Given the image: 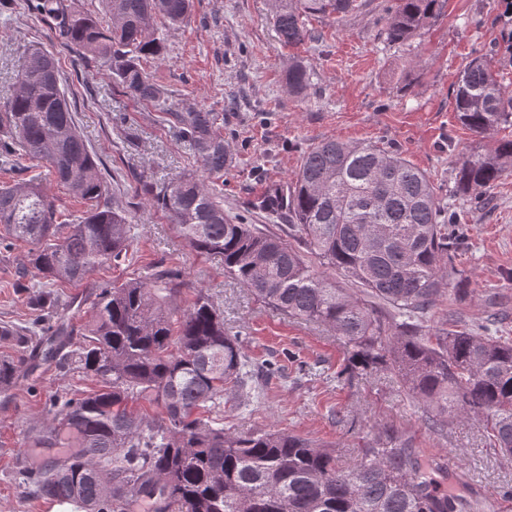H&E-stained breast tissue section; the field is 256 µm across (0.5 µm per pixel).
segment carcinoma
Segmentation results:
<instances>
[{
    "mask_svg": "<svg viewBox=\"0 0 512 512\" xmlns=\"http://www.w3.org/2000/svg\"><path fill=\"white\" fill-rule=\"evenodd\" d=\"M106 19L69 11L63 0H37L64 42L104 62L107 77L129 98L158 103L164 90L141 66L163 59L165 34L189 20L194 0H102ZM442 0H393L386 39L405 43L433 19ZM357 0H274V26L282 45L315 38L306 14L346 17ZM288 88L307 93L310 72L296 61ZM452 111L482 136L512 126V89L499 80L494 57L470 58L452 89ZM181 138L201 157L205 175L182 174L144 185L152 205L192 250L219 256L224 273L288 315L328 327L343 337L350 356L336 379L381 366L443 431L470 415L482 417L484 441L512 455V338L498 335L496 302L475 325L449 315L426 325L443 293L468 295L456 276L457 211L441 204L427 175L401 154L374 145L324 139L309 148L288 195L260 196L254 207L288 217L292 246L224 216V192L207 177L224 175L229 154L211 112L168 113ZM19 160L48 164L56 181L89 207L60 222L46 188L36 179L0 186V248L15 240L34 245L30 264L47 291L35 317L1 336L36 341L47 361L93 378L97 386L46 403L34 448H66L26 479L47 499L81 512H479V503L443 489L441 459L424 461L390 427L350 460L334 448L290 433H228L210 416L224 400L259 392L238 337L199 289L187 310L173 306L184 273L158 270L119 286L103 284L91 303L85 338L69 354L65 328L53 315L54 293L80 285L96 269L128 260V214L106 199L99 165L75 125L55 58L35 49L17 86L0 102V166ZM512 173V139L463 155L455 192L475 202ZM360 287L362 298L315 272L304 252ZM25 363L0 357V394L12 390ZM141 398L162 417L147 422L128 407Z\"/></svg>",
    "mask_w": 512,
    "mask_h": 512,
    "instance_id": "obj_1",
    "label": "carcinoma"
}]
</instances>
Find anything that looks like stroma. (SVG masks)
<instances>
[{
	"instance_id": "stroma-1",
	"label": "stroma",
	"mask_w": 512,
	"mask_h": 512,
	"mask_svg": "<svg viewBox=\"0 0 512 512\" xmlns=\"http://www.w3.org/2000/svg\"><path fill=\"white\" fill-rule=\"evenodd\" d=\"M389 6V0H360L358 10L340 22L308 15L305 24L314 39L288 48L275 30L271 0H195L190 21L167 30L163 59H143L145 71L164 86L169 107L215 114L231 157L223 181L224 212L232 220L287 237V218L254 210L251 203L272 182H292L306 151L326 138L400 152L427 174L443 201L462 154L512 138V127L478 137L452 112V86L473 53L495 51L503 83L512 84V12L503 0H442L439 15L404 44L385 38ZM32 48L57 58L75 122L100 163L108 200L132 219L128 263L97 270L79 286L58 288L57 318L64 326L81 331L98 285L181 267L186 280L177 306L189 307L197 289H206L249 359L278 366L260 398L245 396L225 405V431L292 433L322 446L342 444L350 457L377 428L391 426L423 456L454 461L444 481L448 490L480 496L512 486V458L485 445L479 418L433 433L426 428L425 406L395 373L362 371L337 380L336 369L347 359L342 337L270 308L225 276L220 257L197 253L177 237L164 213L147 203L143 184L202 173L200 157L162 109L125 96L103 76L100 62L63 46L34 0H0V99L12 93ZM296 60L312 73L303 96L290 92L286 81ZM36 175L59 211L79 213L80 204L43 164L0 169V183ZM487 197L488 205L481 207L456 202L463 243L455 266L466 277L470 296L462 304L443 296L429 326H441L452 312L467 323L481 322L489 295L496 293L508 300L501 328L512 336V174ZM23 268L32 286L21 291L13 282ZM41 280L30 266L27 243L0 249V325H28ZM90 386L81 374L43 362L34 372H20L10 394L0 395V512H74L70 504L36 497L25 485L24 470L39 469L50 455L30 447L27 436L43 422L48 396Z\"/></svg>"
}]
</instances>
